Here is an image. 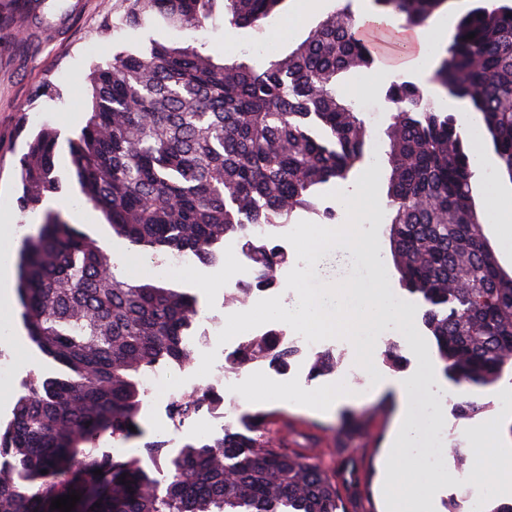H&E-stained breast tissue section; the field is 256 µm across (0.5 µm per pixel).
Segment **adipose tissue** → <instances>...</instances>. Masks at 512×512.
<instances>
[{
  "instance_id": "adipose-tissue-1",
  "label": "adipose tissue",
  "mask_w": 512,
  "mask_h": 512,
  "mask_svg": "<svg viewBox=\"0 0 512 512\" xmlns=\"http://www.w3.org/2000/svg\"><path fill=\"white\" fill-rule=\"evenodd\" d=\"M449 21L439 20L427 28L405 31L400 43L401 68L428 74L434 61L448 45L444 34ZM493 160L478 154L473 165L477 180L484 182L486 215L498 225L502 243L512 251V194L503 192L495 183L489 182L488 171ZM12 230L10 215L0 213V231L6 237L0 241V312L11 311L14 304L12 283L14 277L13 257L16 244L8 239ZM473 448L472 476L484 489L499 500L512 503V437L503 433L500 420L485 424L482 434L471 440Z\"/></svg>"
}]
</instances>
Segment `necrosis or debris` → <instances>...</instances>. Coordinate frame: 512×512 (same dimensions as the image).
Wrapping results in <instances>:
<instances>
[{
    "label": "necrosis or debris",
    "mask_w": 512,
    "mask_h": 512,
    "mask_svg": "<svg viewBox=\"0 0 512 512\" xmlns=\"http://www.w3.org/2000/svg\"><path fill=\"white\" fill-rule=\"evenodd\" d=\"M230 254L236 255L242 278L235 282H225L226 297L239 303L259 297L263 289L253 283L252 255L240 249L236 239L228 237L225 238L217 258L222 261ZM253 339V333L247 331L223 345H212L211 353L216 365L209 376L201 381L194 376L195 361L200 356L197 341L189 339V360L159 365L144 378L145 392L154 398L153 412L161 413L181 398L196 397L197 404L192 414L207 420L206 438L223 437L225 427L236 421L240 408L235 393L230 390L231 385L242 382L244 378L257 371L272 376H285L291 370L290 365H282L266 357L244 356V348Z\"/></svg>",
    "instance_id": "necrosis-or-debris-1"
}]
</instances>
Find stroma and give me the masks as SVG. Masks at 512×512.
<instances>
[{"label": "stroma", "instance_id": "obj_1", "mask_svg": "<svg viewBox=\"0 0 512 512\" xmlns=\"http://www.w3.org/2000/svg\"><path fill=\"white\" fill-rule=\"evenodd\" d=\"M41 17L38 25L18 22L8 32H0V212L9 213L14 224L36 232L42 220L41 211L21 212L17 199L21 194L18 160L26 152L31 135L41 126L58 131L56 172L61 181L58 199L67 207L65 218L82 213L86 216L81 232L102 240L112 228L102 212L82 202L69 154V141L80 133L91 106L89 75L96 63L108 60L119 45L144 42L146 32L129 28L113 29L116 18V0H32ZM337 6L336 0H324L322 12L308 15L299 9L298 0H286L284 7L266 27L258 33L250 29H237L224 19L223 5H216L212 20L206 29L160 30L155 39L173 46L184 47L193 43L225 62L242 59L244 54L258 56L267 63L274 55L287 54L289 47L302 41L325 14ZM409 71L391 69L376 72L368 69L345 74L340 81L343 92L353 96L361 110L370 138L368 161L379 169L375 191L386 195L390 168L380 138L389 123L390 114L381 94L395 80H414ZM239 274L237 268L223 265H200L188 276L170 273L155 277L163 286H176L194 294L200 306L220 305L223 290L206 288V281L218 278L230 280ZM0 354L9 357L16 371L7 385L12 394L22 391L23 381L30 373L45 369L42 354L29 342L26 334L0 343ZM402 360L398 365L379 361L378 370L387 377L420 376L423 382L435 381L446 390L447 400L438 425L445 435L454 436L461 445H468L472 431L480 429L482 422L493 418L500 408L497 387L477 388L475 400L483 403L481 412L472 416L459 415L455 409L458 388L443 375L440 359L424 365L409 347H402ZM303 429L314 431L326 451L339 460L355 458L365 463L367 483L375 485L384 443L396 415V402L392 394L384 393L343 405L330 419H322L293 408L282 411Z\"/></svg>", "mask_w": 512, "mask_h": 512}]
</instances>
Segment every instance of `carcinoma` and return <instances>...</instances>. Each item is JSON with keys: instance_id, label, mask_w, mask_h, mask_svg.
Here are the masks:
<instances>
[{"instance_id": "1", "label": "carcinoma", "mask_w": 512, "mask_h": 512, "mask_svg": "<svg viewBox=\"0 0 512 512\" xmlns=\"http://www.w3.org/2000/svg\"><path fill=\"white\" fill-rule=\"evenodd\" d=\"M216 2L120 0L116 27L199 29ZM284 2L223 0L224 17L261 32ZM373 2L419 27L447 0ZM356 29L350 9H337L262 66L152 38L146 48L116 50L94 67L90 116L69 141L85 202L131 245L204 262L226 236L318 211L321 188L347 181L366 159L361 112L337 89L339 75L375 63ZM432 82L481 115L512 181V5L464 15ZM384 101L391 252L402 287L425 306L445 375L467 394L512 373V274L473 204L466 130L417 83L392 82ZM57 139L41 129L21 159L24 209L59 189ZM254 251L258 280L271 282L287 256L263 243ZM18 295L27 336L52 370L31 380L0 424V512H60L52 500L72 491L81 495L72 512H350L341 473L299 452L304 443L275 444L274 412L166 456L161 481L138 456L97 448L107 433L144 435L141 376L189 355L191 294L122 281L96 240L47 210L23 239ZM246 353L284 362L294 350L261 338Z\"/></svg>"}]
</instances>
